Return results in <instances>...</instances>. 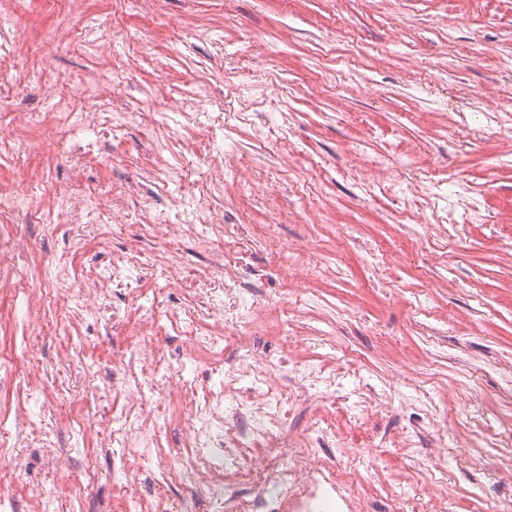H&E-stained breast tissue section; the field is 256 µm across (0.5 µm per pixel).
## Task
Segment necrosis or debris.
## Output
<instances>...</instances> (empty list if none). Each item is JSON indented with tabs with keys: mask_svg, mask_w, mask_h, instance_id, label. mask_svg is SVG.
I'll list each match as a JSON object with an SVG mask.
<instances>
[{
	"mask_svg": "<svg viewBox=\"0 0 512 512\" xmlns=\"http://www.w3.org/2000/svg\"><path fill=\"white\" fill-rule=\"evenodd\" d=\"M137 119L143 125L174 124L200 131L209 152L203 177L190 192L171 193L167 209L160 212L142 199L139 185L130 179L124 193L138 200L131 211L119 198L77 193L61 203L58 221L91 216L102 224H135L142 240L151 243L168 231V218L174 214L185 237L204 246L223 245L224 260L189 278L175 251L149 255L142 249L119 250L98 264L93 278L81 287L57 281L66 324L104 317L118 328L135 303L144 312L145 331H152L159 311L168 327L187 341L175 357L146 341L114 352L108 378L89 365L70 372L65 387L57 391L59 401L93 395L120 402V410L112 414L113 429L99 445L112 457V482L122 493L123 512H363L346 472L328 465L322 456L324 449L344 447L332 412L302 428L293 417L314 397L335 399L343 387L340 372L332 364L296 360L298 340L288 331L277 352L261 349L258 338L269 313L261 301L263 282L273 272L253 268L251 225L228 224L202 209L212 187L229 183L255 195L264 192L265 179L219 147L225 116L201 111L198 97L183 98L179 111L141 112ZM15 214L12 202L0 197V222L12 227L7 238H0V272L21 288L29 280V259L38 240L14 223ZM152 277L191 292L194 306L160 308L158 298L145 289ZM228 342L235 346L229 359L224 356ZM193 364L204 366L208 386L197 387L188 377L187 368ZM26 377L23 406L15 410L11 427H0V448L19 465L25 451L15 431L30 426L43 408L38 362H28ZM173 404L187 446L174 464L161 434L166 408ZM56 430L49 425L39 439L51 469L56 472L69 463L78 475L42 483L34 496L35 512H60L66 498L80 501L81 512H97L83 495L85 485L96 478L86 448L89 433L70 428V446L60 455L54 450ZM143 464L150 465L152 477L145 494L136 487L137 468ZM174 486L183 490L176 499L167 494Z\"/></svg>",
	"mask_w": 512,
	"mask_h": 512,
	"instance_id": "1",
	"label": "necrosis or debris"
}]
</instances>
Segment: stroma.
I'll use <instances>...</instances> for the list:
<instances>
[{"label": "stroma", "instance_id": "35a3bbf8", "mask_svg": "<svg viewBox=\"0 0 512 512\" xmlns=\"http://www.w3.org/2000/svg\"><path fill=\"white\" fill-rule=\"evenodd\" d=\"M61 24L74 32L63 52L46 38ZM9 32L26 48L0 63V84L18 111H44L53 87L67 111L102 105L131 118L104 137L54 115L28 127L0 116V190L20 198L37 191L48 210L78 190L120 194L131 170L151 183L153 149L182 137L140 125L133 113L176 111L183 96L207 87L203 110L245 114L229 143L267 181L260 197L225 186L212 205L226 223L254 226V265H285L269 245L274 235L307 241L331 270L265 285L304 338L297 358L341 362L348 384L372 390L409 383L436 402L430 412L397 405L354 424L336 411L345 441L388 442L367 449L351 471L364 512H380L395 480L421 494L443 485L450 512H484L487 501L512 498V486L486 464L499 448L470 460L457 443L474 424L494 433L512 427V390L490 368L512 358V124L493 120L512 110V0H155L149 10L129 0H23ZM284 112L293 147L283 163L272 143L250 133ZM13 140L30 146L23 163L10 153ZM61 142L79 176L56 156ZM397 181L439 184L452 202L467 196L482 220L432 241L436 204L397 194ZM351 225L362 246L346 240ZM29 230L41 238L36 264L73 278L113 247L140 245L137 225L90 218L48 235L36 224ZM27 289L42 298L31 313L0 281V351L19 346L25 323L44 324L35 354L47 390L81 365L110 368L113 347L139 334L136 308L117 331L91 319L58 332L60 305L45 278L33 274ZM324 333L331 343L316 344ZM431 418L448 433L441 468L429 441L412 459L391 445L404 432L425 433Z\"/></svg>", "mask_w": 512, "mask_h": 512}]
</instances>
